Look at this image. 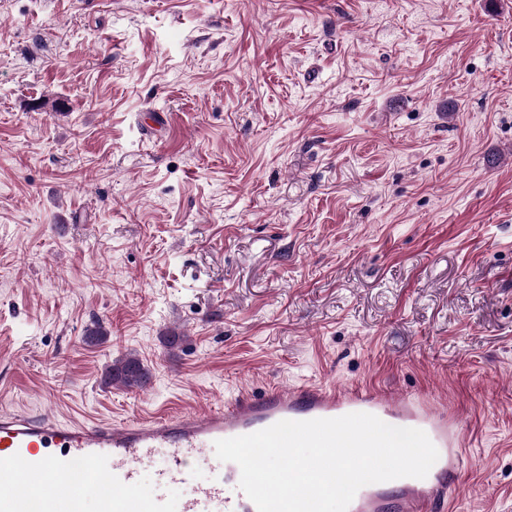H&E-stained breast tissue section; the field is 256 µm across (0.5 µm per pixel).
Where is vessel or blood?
Returning a JSON list of instances; mask_svg holds the SVG:
<instances>
[{
    "label": "vessel or blood",
    "instance_id": "vessel-or-blood-1",
    "mask_svg": "<svg viewBox=\"0 0 512 512\" xmlns=\"http://www.w3.org/2000/svg\"><path fill=\"white\" fill-rule=\"evenodd\" d=\"M375 415L384 423L423 430L439 457L425 478H399L363 486L348 512H386L395 493L401 512H446L448 494L467 451L446 410L426 397L401 400L368 387L336 390L305 385L241 395L201 412L156 416L125 422L63 423L46 414L0 410V512H84L81 493L65 479L75 465L104 478L112 494L99 498V512H169L165 488L193 482L180 512H257L239 490L241 472L224 462L216 477L194 481L192 461L216 440L251 434L281 420L336 418L350 413ZM168 460L156 472L157 490L139 491L140 463L157 449Z\"/></svg>",
    "mask_w": 512,
    "mask_h": 512
}]
</instances>
